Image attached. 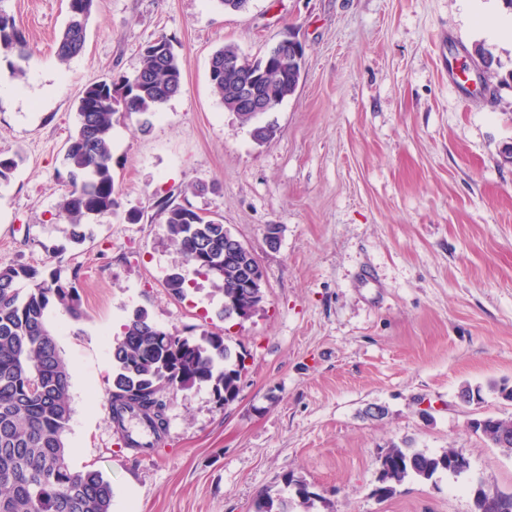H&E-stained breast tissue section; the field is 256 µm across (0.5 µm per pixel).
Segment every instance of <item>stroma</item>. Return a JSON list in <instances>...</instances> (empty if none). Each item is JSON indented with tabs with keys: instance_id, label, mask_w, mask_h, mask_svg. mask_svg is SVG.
<instances>
[{
	"instance_id": "1",
	"label": "stroma",
	"mask_w": 512,
	"mask_h": 512,
	"mask_svg": "<svg viewBox=\"0 0 512 512\" xmlns=\"http://www.w3.org/2000/svg\"><path fill=\"white\" fill-rule=\"evenodd\" d=\"M0 8L32 53L22 80L0 61V159L18 162L0 180V267L77 284L82 317L48 314L72 375L66 446L73 470L111 481V512H254L288 472L315 493L311 512H473L476 489L512 495V455L469 428L512 416L497 390L512 387V87L448 76L478 44L512 72V37L484 25L512 20L505 0H251L243 13L215 0H96L66 63L56 42L68 0ZM162 36L184 60L183 90L149 133L136 114L114 123L120 207L74 242L56 203L78 95L133 75ZM291 36L302 79L261 116L276 134L260 144L212 94L209 58L227 44L259 57ZM165 199L252 250L262 310L224 318L204 277L171 294L184 259L164 235ZM138 309L186 336L220 333L246 356L229 404L204 385L164 390L167 432L147 454L125 447L108 410L112 346ZM467 383L480 401H460ZM372 405L385 416L365 417ZM402 441L455 448L470 469L409 477L379 499L380 451Z\"/></svg>"
}]
</instances>
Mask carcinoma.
<instances>
[{"mask_svg": "<svg viewBox=\"0 0 512 512\" xmlns=\"http://www.w3.org/2000/svg\"><path fill=\"white\" fill-rule=\"evenodd\" d=\"M68 8L56 48L63 63L82 52L95 0H70ZM170 45L171 40L162 36L145 46L138 78L112 75L87 85L79 96L77 126L63 157L71 189L57 202L59 215L75 228L78 242L85 239L79 228L119 206L112 172V127L117 115H140L145 132L160 108L182 91L184 63L168 49ZM228 57L242 66L224 67ZM2 58L16 77L26 76L31 59L26 37L14 17L0 8ZM269 58L267 53L251 59L227 44L211 55L208 69L213 95L241 123L253 124L252 137L260 143L271 139L275 129L254 123L258 113L238 104L247 77L257 76L256 88L278 104L296 92L301 79L292 65H272ZM160 213L165 237L188 265L187 273L171 274L166 280L174 296L184 297L194 278L204 275L219 283L224 317L245 320L262 308L264 289L237 284L241 264L227 261L224 249L230 230L224 224L167 200L161 201ZM20 281L31 284L24 297L16 288ZM54 303L72 318L82 317L75 286H65L55 275L46 276L31 265L0 268V512H110V481L97 470H73L65 446L72 413L71 374L46 320ZM112 364L111 419L119 429L127 414L147 422L154 442L141 444L123 435L127 447L144 453L153 450L167 430L163 390L207 385L218 402L227 404L238 397L245 369L244 355L233 351L223 336L213 332L184 336L157 326L141 309L123 325L122 337L112 348ZM474 432L512 452V417H491ZM465 461L466 456L454 448L427 454L406 441L393 442L381 453L374 494L387 499L410 476L430 480L439 472L454 473L452 464ZM282 483L274 494L260 493L254 512H295L313 505L315 494L304 480L286 473ZM474 512H512V495H489L480 488L475 491Z\"/></svg>", "mask_w": 512, "mask_h": 512, "instance_id": "1", "label": "carcinoma"}]
</instances>
